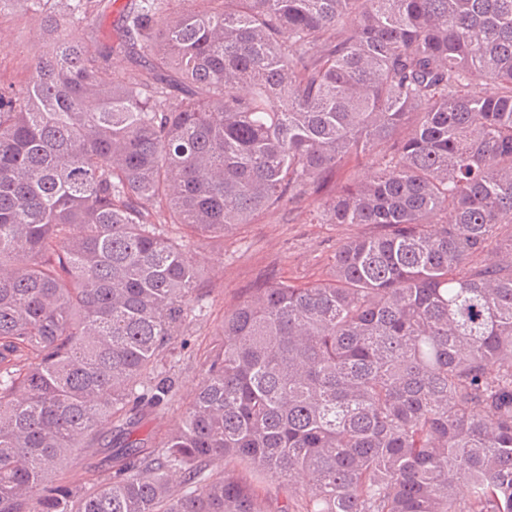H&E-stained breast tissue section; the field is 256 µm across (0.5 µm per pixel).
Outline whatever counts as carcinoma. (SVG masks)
Here are the masks:
<instances>
[{
    "instance_id": "cac0c4a2",
    "label": "carcinoma",
    "mask_w": 512,
    "mask_h": 512,
    "mask_svg": "<svg viewBox=\"0 0 512 512\" xmlns=\"http://www.w3.org/2000/svg\"><path fill=\"white\" fill-rule=\"evenodd\" d=\"M175 2L0 0V512H512V0ZM310 197L369 232L140 437L194 246ZM39 30L38 22H22L17 26H10L9 30H0V59L1 72L9 75L13 70L37 56L42 50V42L36 36ZM2 48L5 51L1 53Z\"/></svg>"
}]
</instances>
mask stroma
I'll return each instance as SVG.
<instances>
[{"mask_svg": "<svg viewBox=\"0 0 512 512\" xmlns=\"http://www.w3.org/2000/svg\"><path fill=\"white\" fill-rule=\"evenodd\" d=\"M39 25L27 21L0 30V72L9 74L30 63L42 50ZM314 200L261 216L224 241H205L198 251L205 263L201 286L205 307L183 326L175 338V357L165 370L177 393L162 410L145 415L140 432H164L177 425L204 374L207 352L218 340V328L227 310L259 282L288 278L298 283L321 279L337 245L360 233L354 224H313L309 212Z\"/></svg>", "mask_w": 512, "mask_h": 512, "instance_id": "1", "label": "stroma"}]
</instances>
